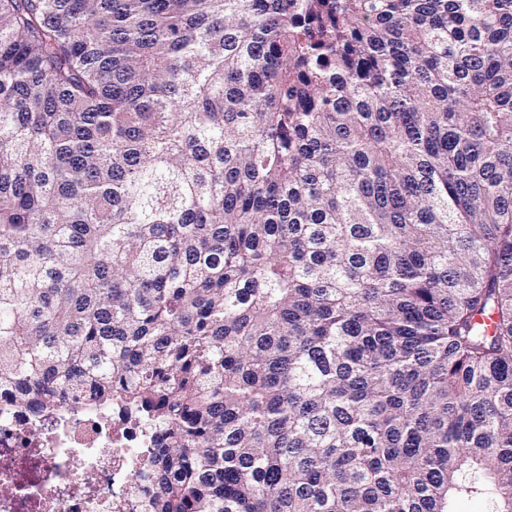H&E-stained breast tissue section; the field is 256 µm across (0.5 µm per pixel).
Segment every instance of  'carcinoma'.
<instances>
[{
  "label": "carcinoma",
  "instance_id": "cac0c4a2",
  "mask_svg": "<svg viewBox=\"0 0 512 512\" xmlns=\"http://www.w3.org/2000/svg\"><path fill=\"white\" fill-rule=\"evenodd\" d=\"M3 391L133 512H512V0H0Z\"/></svg>",
  "mask_w": 512,
  "mask_h": 512
}]
</instances>
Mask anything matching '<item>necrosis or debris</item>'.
<instances>
[{"label": "necrosis or debris", "instance_id": "1", "mask_svg": "<svg viewBox=\"0 0 512 512\" xmlns=\"http://www.w3.org/2000/svg\"><path fill=\"white\" fill-rule=\"evenodd\" d=\"M147 446L142 429L108 406L66 404L33 417L0 395V512L28 501L39 512H116ZM36 460V483L18 485L13 464Z\"/></svg>", "mask_w": 512, "mask_h": 512}]
</instances>
